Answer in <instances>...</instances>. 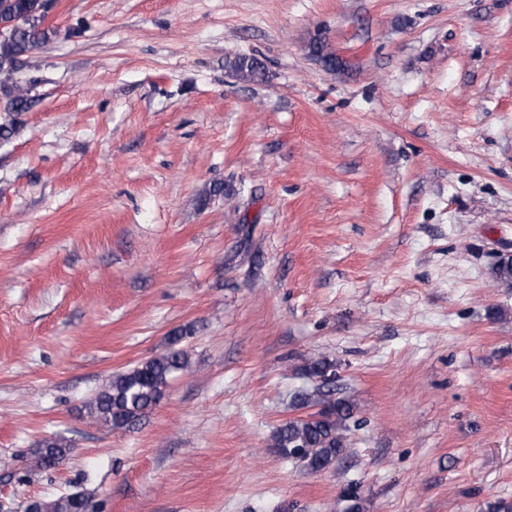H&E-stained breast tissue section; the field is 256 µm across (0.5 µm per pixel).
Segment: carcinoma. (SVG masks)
Wrapping results in <instances>:
<instances>
[{
  "mask_svg": "<svg viewBox=\"0 0 512 512\" xmlns=\"http://www.w3.org/2000/svg\"><path fill=\"white\" fill-rule=\"evenodd\" d=\"M49 0H0V100H4L5 117L0 123V140L10 139L18 130V117L28 111L31 98L23 83L27 56L39 45L59 34L57 26L45 25ZM325 67L336 72L345 62L333 52L323 36L312 40ZM225 67L238 81L260 84L266 77L264 64L255 56L238 54L226 59ZM495 281L512 285V259L498 262L491 270ZM189 355L184 349H171L132 369L119 373L100 390L90 403L92 414L114 429L131 428L165 397L171 376L185 370ZM304 374L317 378L321 384L312 390H300L292 399L297 410L315 412L292 418L274 432V446L309 469L328 468L346 446L343 432L355 419V405L335 397L330 386L335 378V365L326 357L309 360L302 367ZM66 445L60 441L45 444V451L35 461L33 469L51 468L62 460ZM40 512H76L71 496L41 500Z\"/></svg>",
  "mask_w": 512,
  "mask_h": 512,
  "instance_id": "obj_1",
  "label": "carcinoma"
}]
</instances>
